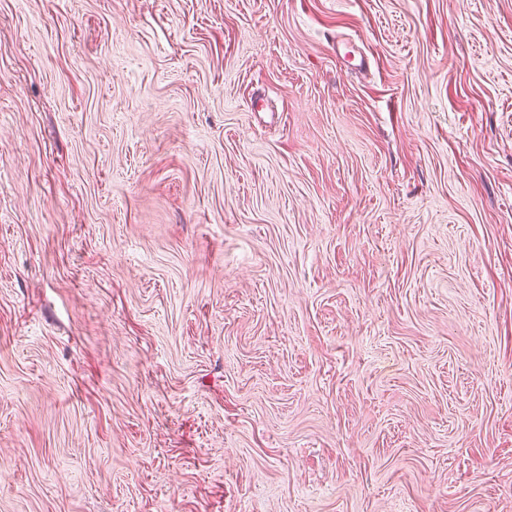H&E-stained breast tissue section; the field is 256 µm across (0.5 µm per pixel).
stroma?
Returning <instances> with one entry per match:
<instances>
[{
	"mask_svg": "<svg viewBox=\"0 0 512 512\" xmlns=\"http://www.w3.org/2000/svg\"><path fill=\"white\" fill-rule=\"evenodd\" d=\"M0 512H512V0H0Z\"/></svg>",
	"mask_w": 512,
	"mask_h": 512,
	"instance_id": "35a3bbf8",
	"label": "stroma"
}]
</instances>
